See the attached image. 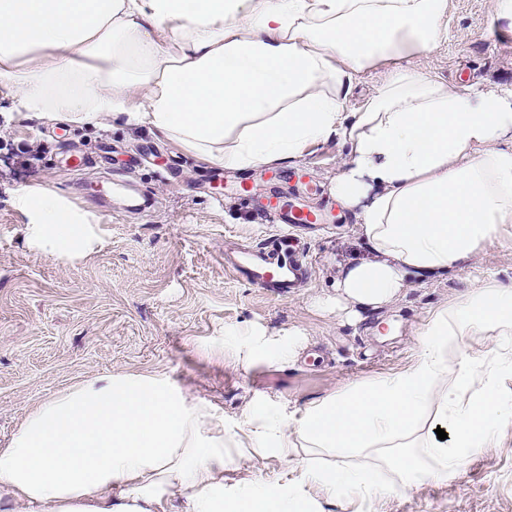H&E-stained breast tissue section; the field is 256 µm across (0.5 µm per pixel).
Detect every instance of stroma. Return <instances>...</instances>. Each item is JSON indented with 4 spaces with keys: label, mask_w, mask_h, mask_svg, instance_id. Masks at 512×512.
Listing matches in <instances>:
<instances>
[{
    "label": "stroma",
    "mask_w": 512,
    "mask_h": 512,
    "mask_svg": "<svg viewBox=\"0 0 512 512\" xmlns=\"http://www.w3.org/2000/svg\"><path fill=\"white\" fill-rule=\"evenodd\" d=\"M448 34L407 66L451 87L512 85V29L491 21L490 0H450ZM97 160L75 169L74 157ZM348 157L341 139L309 147L292 164L244 171L205 161L176 141L104 119L76 128L18 115L0 89V448L43 401L105 374L163 373L192 401L242 428L249 411L291 413L409 363L432 312L478 281L512 286V242L488 245L467 266L410 277L393 306L353 316L335 305L336 279L370 258L356 233L357 209L329 192ZM45 186L94 213L101 242L77 260L42 255L25 234L17 192ZM321 211L302 230L308 282L272 298L224 267L238 248L278 230L261 218L270 191ZM296 343L293 357H244L242 340ZM286 483L272 452L227 449L224 487L241 479ZM319 512H512V428L472 456L457 476L377 502L350 494Z\"/></svg>",
    "instance_id": "stroma-1"
}]
</instances>
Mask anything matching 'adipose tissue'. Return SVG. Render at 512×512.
<instances>
[{"label":"adipose tissue","instance_id":"obj_1","mask_svg":"<svg viewBox=\"0 0 512 512\" xmlns=\"http://www.w3.org/2000/svg\"><path fill=\"white\" fill-rule=\"evenodd\" d=\"M449 0H0V88L19 113L75 127L143 126L236 169L294 162L334 138L330 192L359 210L373 259L346 265L339 303L378 310L412 275L512 242V88L463 90L393 69L355 112L357 72L432 52ZM43 255L76 259L96 216L42 186L17 197ZM467 336L491 345L458 351ZM512 286L494 279L438 307L401 370L301 412L252 411L241 433L162 374H107L44 402L0 448V499L29 512H315L317 498L390 491L336 455L388 454L402 485L447 479L512 424ZM446 439H438L437 429ZM275 451L288 487L224 490L227 445Z\"/></svg>","mask_w":512,"mask_h":512}]
</instances>
